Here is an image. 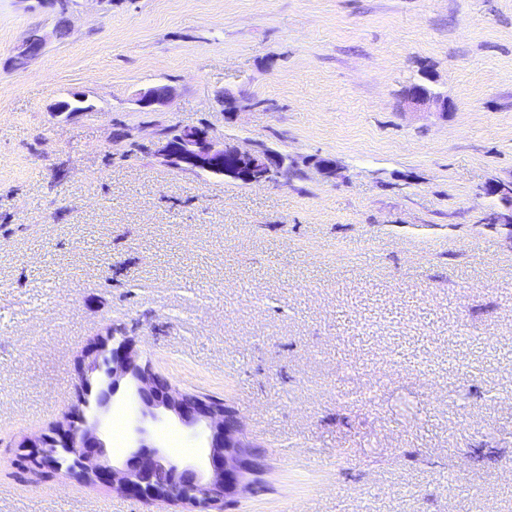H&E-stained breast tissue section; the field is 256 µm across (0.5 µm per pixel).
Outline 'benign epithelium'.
Wrapping results in <instances>:
<instances>
[{"mask_svg": "<svg viewBox=\"0 0 512 512\" xmlns=\"http://www.w3.org/2000/svg\"><path fill=\"white\" fill-rule=\"evenodd\" d=\"M47 35L31 32L14 50L20 66L40 56ZM171 89L152 87L143 92L144 108L164 105ZM411 108L448 107L446 100L424 84L406 92ZM163 162L185 171H200L250 185L288 182V158L259 141L239 145L217 138L202 127L183 128L168 137L157 150ZM90 361L81 364L78 406L48 434L25 436L19 447L29 451L39 466L62 468L81 482L108 485L123 494L146 501L165 500L191 507V512H224L226 503L241 494L257 493L265 473L266 453L247 439L238 414L223 401L181 390L156 371L134 349L124 327H110L93 349ZM128 393V446L119 467L111 464L108 448L100 437V412L114 404L120 384ZM173 415L178 422L200 428L206 434L207 464L198 466L172 458L153 440L154 428Z\"/></svg>", "mask_w": 512, "mask_h": 512, "instance_id": "obj_1", "label": "benign epithelium"}]
</instances>
